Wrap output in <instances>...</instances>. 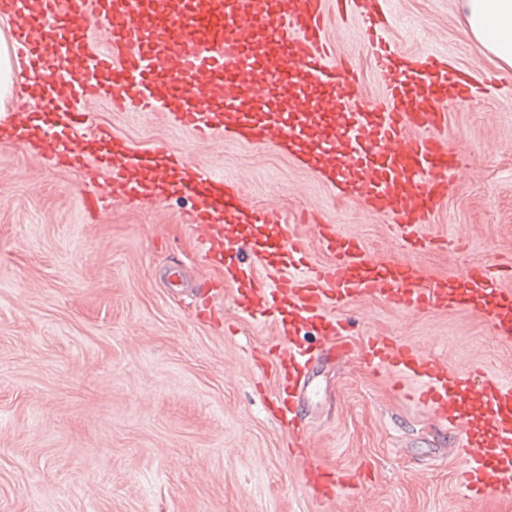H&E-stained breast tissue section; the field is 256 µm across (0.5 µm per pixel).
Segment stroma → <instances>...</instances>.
<instances>
[{"label": "stroma", "instance_id": "35a3bbf8", "mask_svg": "<svg viewBox=\"0 0 512 512\" xmlns=\"http://www.w3.org/2000/svg\"><path fill=\"white\" fill-rule=\"evenodd\" d=\"M393 9L399 47L438 41L451 65L500 79L478 107L448 109V144L465 160L432 225L448 247L407 250L382 218L274 152L196 141L162 113L129 115L104 100L88 105L90 119L133 147L164 142L241 175L250 202L278 207L302 235L313 229L300 215L314 205L376 257L431 276L512 260V68L467 33L458 0H395ZM331 36L364 96L377 97L363 33L339 22ZM189 205L174 195L89 214L79 172L0 137V512H512V498L475 500L456 483L471 421L437 427L408 398L418 377L373 374L359 350L320 368L305 415L314 460L366 475L330 502L308 494L269 413L273 378L250 358L276 326L238 319L233 288L201 265L181 222ZM172 266L185 282L222 285L221 320L197 317L194 295L167 283ZM343 316L354 341L379 332L450 366L512 377V347L497 343L485 315L361 299Z\"/></svg>", "mask_w": 512, "mask_h": 512}]
</instances>
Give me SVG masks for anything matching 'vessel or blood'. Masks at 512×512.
<instances>
[{
    "label": "vessel or blood",
    "instance_id": "1",
    "mask_svg": "<svg viewBox=\"0 0 512 512\" xmlns=\"http://www.w3.org/2000/svg\"><path fill=\"white\" fill-rule=\"evenodd\" d=\"M18 2L0 0V11L17 18L12 47L57 90L43 111L0 114V127L23 145L36 133L44 153L81 170L86 182L107 176V192L86 199L87 210L166 194L191 199L185 222L204 263L234 286L238 313L277 324L275 353L259 352L254 363L276 382L274 413L312 496L333 500L360 479L310 461L302 421L321 356L350 352L340 314L350 301L375 297L416 314L468 309L487 315L498 342L512 347L510 270L474 264L456 277H432L372 255L333 224L299 235L280 211L248 203L235 177L164 147L137 150L106 129L90 139L71 133L86 104L101 99L116 112L162 110L197 140L232 139L288 156L337 197L386 218L407 249L434 246L433 219L461 168L445 133L448 104L480 93L470 69L450 66L446 53L386 41L396 24L389 0H38L33 14ZM90 18L107 34L105 48L85 26ZM348 20L369 34L379 98L365 99L355 73L336 65L329 29ZM316 246L328 260L312 259ZM308 331L319 336L321 356L301 344ZM365 352L378 369H418L417 400L441 424H455L464 407L479 409L483 435L465 448L457 480L475 498L512 495L511 378L450 367L380 333Z\"/></svg>",
    "mask_w": 512,
    "mask_h": 512
}]
</instances>
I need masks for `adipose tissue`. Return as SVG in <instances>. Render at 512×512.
<instances>
[{
    "mask_svg": "<svg viewBox=\"0 0 512 512\" xmlns=\"http://www.w3.org/2000/svg\"><path fill=\"white\" fill-rule=\"evenodd\" d=\"M470 35L512 66V0H459Z\"/></svg>",
    "mask_w": 512,
    "mask_h": 512,
    "instance_id": "1",
    "label": "adipose tissue"
}]
</instances>
